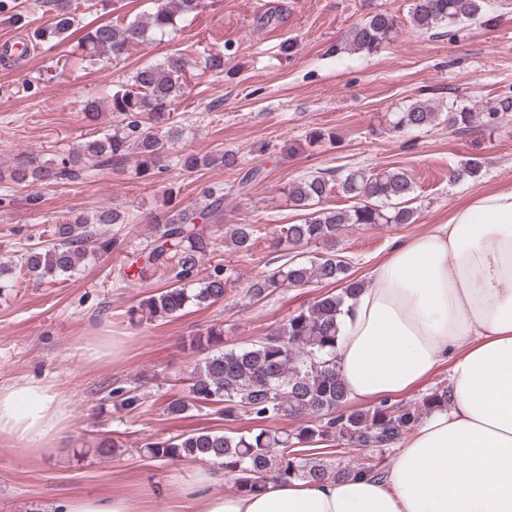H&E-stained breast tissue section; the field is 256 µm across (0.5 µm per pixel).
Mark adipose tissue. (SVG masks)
I'll return each instance as SVG.
<instances>
[{"label":"adipose tissue","instance_id":"1","mask_svg":"<svg viewBox=\"0 0 512 512\" xmlns=\"http://www.w3.org/2000/svg\"><path fill=\"white\" fill-rule=\"evenodd\" d=\"M349 305L336 344L348 399L400 395L444 365L447 406L420 421L381 477H270L255 492L216 494L203 470L181 497L193 512H512V188L397 242ZM69 418L68 397L49 383L0 387L1 438L43 451Z\"/></svg>","mask_w":512,"mask_h":512}]
</instances>
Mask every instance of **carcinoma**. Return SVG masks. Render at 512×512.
<instances>
[{"label": "carcinoma", "mask_w": 512, "mask_h": 512, "mask_svg": "<svg viewBox=\"0 0 512 512\" xmlns=\"http://www.w3.org/2000/svg\"><path fill=\"white\" fill-rule=\"evenodd\" d=\"M153 12L128 19L119 15L99 24L78 40L81 60L110 64L127 58L129 52L149 39H163L176 30L177 20L197 14L205 0H154ZM54 13L44 27H33L32 14L20 0H0V15L19 28L33 27L32 37L51 44L68 37L81 19V0H52ZM485 0H413L409 14L413 30L429 32L451 28L464 21L477 22L485 13ZM397 19L388 12H374L348 32L347 41L355 51L374 54L393 40ZM187 61L180 53L139 68L130 79L112 85L106 106L90 101L85 116L95 121L102 112L112 113L113 132L76 145L60 160H42L31 152L15 158L12 178L28 184V205L40 208L42 195L35 187L56 185L80 178L89 168L108 161L135 157L138 173L151 177L162 172L163 155L182 137L184 129L171 120L172 106L187 95ZM438 109L417 100L390 120V132L404 133L432 125ZM448 127H471L473 113L465 106H449ZM221 163L237 166L228 150L220 157L178 159L186 170ZM355 205L349 210L323 208L335 191ZM414 186L403 169L368 174L362 169L335 175L309 176L285 190L288 200L308 211L297 224L281 228L280 241L295 247L318 243L327 246L323 256L306 263L288 258L256 274L248 294L261 301L279 288L304 287L313 282L338 283L340 292L320 296L311 305L294 312L261 340L238 349L211 351L223 343L224 330L212 327L191 341L192 349L203 354L189 377L187 393L171 400L166 411L182 415L204 405L219 406L224 419L239 413L265 423L282 418L306 419L294 432L257 428L240 434L222 430H195L171 437H148L142 444L153 458L175 463L190 459L211 462L222 469L239 491L263 487L269 476L299 478L310 482L349 477L379 476L381 462L354 466L332 465L317 456L316 447L354 448L367 457L377 448H392L412 431L421 418L448 405V388L436 389L420 401L395 406L383 400L366 410H350L345 387L336 366V342L340 332L343 300L359 290V282L348 274V263L334 250L336 235L347 224H412L416 211L409 206ZM224 210L223 189L209 188L192 206L176 203L150 214L153 239L133 261L119 272L116 283L146 281L156 277L167 287L141 299L132 312L149 320L173 318L189 306H210L224 300L228 286L238 278L230 262L216 257L215 240L202 225ZM127 213L103 207L90 216L57 224L51 242L35 243L22 253L19 269L37 283H51L74 271L88 255H103L115 249L117 241L89 228L91 224H126ZM255 226L237 224L230 239L239 252L254 244ZM121 406L135 409L142 397L123 387L112 389Z\"/></svg>", "instance_id": "obj_1"}]
</instances>
